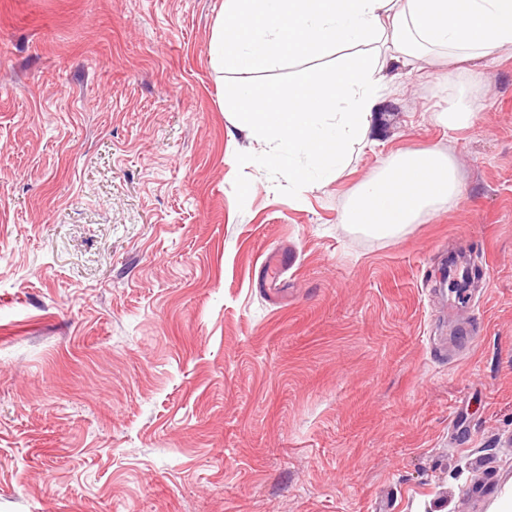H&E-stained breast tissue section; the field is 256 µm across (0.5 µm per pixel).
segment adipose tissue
<instances>
[{
  "label": "adipose tissue",
  "instance_id": "obj_1",
  "mask_svg": "<svg viewBox=\"0 0 512 512\" xmlns=\"http://www.w3.org/2000/svg\"><path fill=\"white\" fill-rule=\"evenodd\" d=\"M510 47L512 0H224L211 56L220 71L248 76L224 98L258 146L246 163L282 171L303 193L337 180L351 149L366 145L391 72L440 55L490 60ZM331 55L333 68L317 67ZM294 59L310 63L303 79L249 80ZM461 192L452 156L408 150L358 186L342 221L390 237Z\"/></svg>",
  "mask_w": 512,
  "mask_h": 512
}]
</instances>
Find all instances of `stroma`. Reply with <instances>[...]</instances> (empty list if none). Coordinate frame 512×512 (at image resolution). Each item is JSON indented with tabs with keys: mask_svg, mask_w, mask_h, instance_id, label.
<instances>
[{
	"mask_svg": "<svg viewBox=\"0 0 512 512\" xmlns=\"http://www.w3.org/2000/svg\"><path fill=\"white\" fill-rule=\"evenodd\" d=\"M224 0H0V512H491L512 489V48L401 72L298 193L224 110ZM468 129L436 114L454 85ZM464 190L341 218L391 155ZM288 268L263 282L264 261ZM476 103L464 86L448 100L445 112H439L437 119L448 129L460 130L468 128L476 116ZM462 181L453 157L435 147L407 150L384 162L353 193L342 223L390 237L402 232L437 204L454 203Z\"/></svg>",
	"mask_w": 512,
	"mask_h": 512,
	"instance_id": "obj_1",
	"label": "stroma"
}]
</instances>
